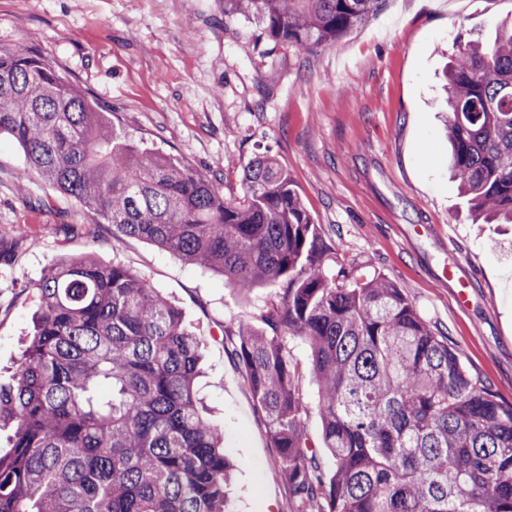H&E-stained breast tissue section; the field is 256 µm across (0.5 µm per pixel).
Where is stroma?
Masks as SVG:
<instances>
[{"label":"stroma","instance_id":"obj_1","mask_svg":"<svg viewBox=\"0 0 512 512\" xmlns=\"http://www.w3.org/2000/svg\"><path fill=\"white\" fill-rule=\"evenodd\" d=\"M512 0H384L335 42L302 47L224 20L222 0H0V47L53 59L114 126L243 193L268 151L341 262L401 289L465 366L512 403V226L475 224L448 172L441 72L455 41H489ZM0 138V383L17 367L52 262L89 255L136 271L182 310L205 350L200 386L234 465L232 512H301L238 360L234 321L259 324L275 287L214 271L93 224ZM454 267L446 278L445 267Z\"/></svg>","mask_w":512,"mask_h":512}]
</instances>
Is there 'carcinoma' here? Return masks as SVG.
<instances>
[{"mask_svg":"<svg viewBox=\"0 0 512 512\" xmlns=\"http://www.w3.org/2000/svg\"><path fill=\"white\" fill-rule=\"evenodd\" d=\"M384 0H224L274 41H334ZM443 89L455 181L471 215L512 224V26L466 42ZM27 169L110 224L209 268L226 285L282 286L235 354L266 418L280 474L317 512H512V404L464 365L401 289L347 267L267 154L232 200L160 146L118 130L51 58L0 48V135ZM13 383L0 387V512H228L232 465L196 390L203 345L179 307L120 263L46 267ZM310 348L322 470L286 346Z\"/></svg>","mask_w":512,"mask_h":512,"instance_id":"obj_1","label":"carcinoma"}]
</instances>
